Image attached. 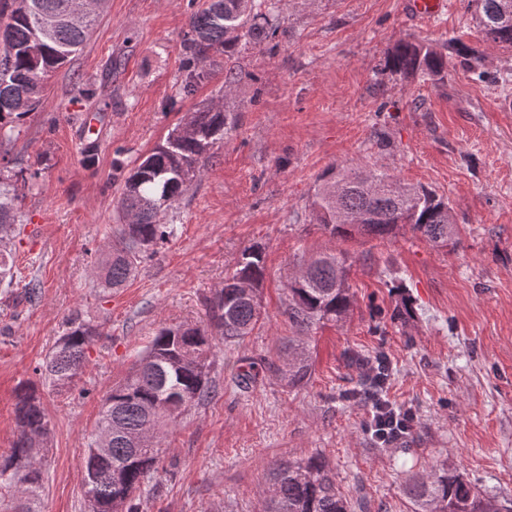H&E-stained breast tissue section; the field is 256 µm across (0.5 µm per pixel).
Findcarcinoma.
I'll return each mask as SVG.
<instances>
[{
  "label": "carcinoma",
  "mask_w": 512,
  "mask_h": 512,
  "mask_svg": "<svg viewBox=\"0 0 512 512\" xmlns=\"http://www.w3.org/2000/svg\"><path fill=\"white\" fill-rule=\"evenodd\" d=\"M70 0H31L34 9L19 14L14 0H0V144L19 135L20 122L39 105L48 81L59 68L80 52L96 18L84 24L64 20ZM477 25L494 44L512 48V0H471ZM272 0H206L189 18L183 42L186 54L182 92L191 95L208 73L199 67L213 55H227L241 41L261 46L269 38L268 10ZM468 69L492 83L507 84L480 69L482 57L462 45ZM387 68L405 75L422 74L432 80L448 77V58L410 42L398 43ZM196 135L171 141L166 138L128 171L118 207L133 224L117 225L112 248L101 261L104 283L119 288L135 275L141 259L158 243L177 234L174 224L160 220L184 188L201 175L212 157L214 145L228 131V116L221 108L191 114ZM311 208L317 222L333 238L394 237L402 230L444 248L456 242L448 237L452 220L448 202L433 192L410 185L398 190L397 179L376 169L342 170L332 167L320 177ZM16 194L8 167L0 169V285L14 279V264L7 249L17 221ZM303 273L287 281L288 321L298 339L288 338V385L302 384L311 373L303 335L316 326L344 322L354 304L349 276L351 264L345 250L322 253L302 260ZM266 268L259 245L244 248L234 268L224 277V288L211 302L210 321L226 343L254 332L263 319L260 303ZM413 303L403 298L390 319L407 322ZM96 329L79 315L68 321L44 365L45 378L58 391L75 384L87 362V350ZM214 337L200 327H163L146 352L134 363L123 382L112 387L97 423V433L112 431L110 452L103 460L92 450L85 455L84 471L95 480H83L84 495L93 512H136L135 495L146 478L158 471L163 453L161 427L177 421L190 406L210 394L209 367ZM377 373L362 384L358 394L382 390L389 377L383 356ZM19 435L10 454L0 457V498L14 496L22 488L24 502L18 512H39L45 470L39 456L52 428L41 396L30 385L17 394ZM265 512H353L341 493L336 476L320 456L281 460L271 471ZM412 512H512V502L481 489L448 467L431 465L411 476L404 487Z\"/></svg>",
  "instance_id": "cac0c4a2"
}]
</instances>
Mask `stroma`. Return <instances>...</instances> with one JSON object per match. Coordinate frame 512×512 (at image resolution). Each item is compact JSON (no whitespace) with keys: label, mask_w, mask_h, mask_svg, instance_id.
<instances>
[{"label":"stroma","mask_w":512,"mask_h":512,"mask_svg":"<svg viewBox=\"0 0 512 512\" xmlns=\"http://www.w3.org/2000/svg\"><path fill=\"white\" fill-rule=\"evenodd\" d=\"M203 2L106 0L86 46L50 79L17 140L0 146L20 215L14 283L0 288V455L17 438L16 391L31 383L52 426L40 508L87 512L84 454L107 393L161 328L206 326L226 272L259 244L264 323L218 344L211 393L167 428L138 512H262L273 464L316 454L366 512H411L403 483L428 462L512 499V98L478 81L455 45L478 50L498 74H512V49L485 41L468 0H442L428 19L411 0H284L266 50L238 44L187 96L184 34ZM401 41L447 53V79L390 71ZM228 67L237 75L229 90ZM210 104L236 128L162 213L176 237L123 287H103L97 259L120 222L121 171ZM333 166L378 168L435 191L449 203L457 245L408 231L332 239L310 204ZM340 247L353 262L354 309L312 331L307 382L292 387L266 370L242 382L251 362L286 359L295 333L286 272ZM399 281L414 299L405 324L390 319ZM75 314L98 335L76 385L59 392L35 369ZM350 352L385 354L387 394L414 416L405 438L382 445L368 432V410L348 392L369 368L349 364Z\"/></svg>","instance_id":"obj_1"}]
</instances>
